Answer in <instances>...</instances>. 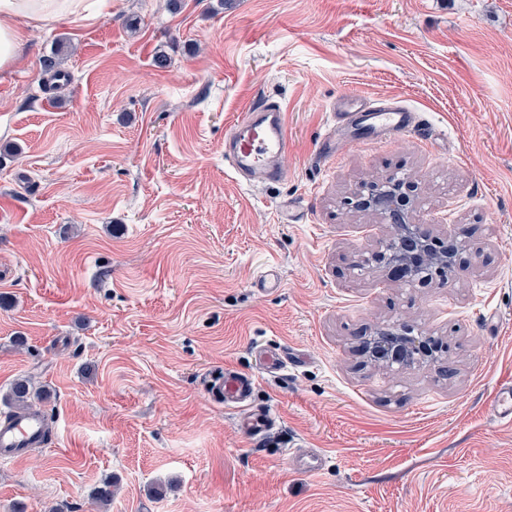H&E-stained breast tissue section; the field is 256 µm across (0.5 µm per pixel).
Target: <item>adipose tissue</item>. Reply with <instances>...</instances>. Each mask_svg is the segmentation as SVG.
I'll use <instances>...</instances> for the list:
<instances>
[{"label": "adipose tissue", "mask_w": 512, "mask_h": 512, "mask_svg": "<svg viewBox=\"0 0 512 512\" xmlns=\"http://www.w3.org/2000/svg\"><path fill=\"white\" fill-rule=\"evenodd\" d=\"M107 0H0V70L11 69L33 31L68 20L81 25Z\"/></svg>", "instance_id": "adipose-tissue-1"}]
</instances>
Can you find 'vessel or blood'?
Instances as JSON below:
<instances>
[{"label":"vessel or blood","instance_id":"b4317fda","mask_svg":"<svg viewBox=\"0 0 512 512\" xmlns=\"http://www.w3.org/2000/svg\"><path fill=\"white\" fill-rule=\"evenodd\" d=\"M336 127L361 128L371 142H384L412 132L422 137L427 134L415 112L395 102L372 107L365 101H355L350 109L337 113ZM288 148V124L282 106L276 102L252 104L225 141L224 155L239 180L257 179L270 184L283 178L282 160ZM254 382V377L227 368L210 375L207 392L215 402L241 409ZM490 412L498 420L512 421V384L500 388ZM274 424L275 415L271 412L244 413L240 420L241 428L252 436L267 433ZM41 432L42 416L35 412H20L9 422H0V460H6L7 449L37 440Z\"/></svg>","mask_w":512,"mask_h":512}]
</instances>
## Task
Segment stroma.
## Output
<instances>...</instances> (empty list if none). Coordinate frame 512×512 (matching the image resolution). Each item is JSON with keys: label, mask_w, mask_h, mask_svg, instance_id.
Listing matches in <instances>:
<instances>
[{"label": "stroma", "mask_w": 512, "mask_h": 512, "mask_svg": "<svg viewBox=\"0 0 512 512\" xmlns=\"http://www.w3.org/2000/svg\"><path fill=\"white\" fill-rule=\"evenodd\" d=\"M348 96L431 139L328 150ZM265 101L286 176L248 185L224 138ZM387 173L440 237L467 228L454 278L353 269L391 229L346 199ZM395 319L441 338V366L367 363ZM259 346L295 361L267 372ZM224 367L256 376L265 435L209 397ZM23 376L53 434L0 462V512H96L107 477V512H512V424L489 411L512 382V0H112L35 31L0 70V413ZM275 424V414L268 412L265 415H253L244 413L240 420V426L250 436H258L270 431Z\"/></svg>", "instance_id": "1"}]
</instances>
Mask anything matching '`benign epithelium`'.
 Segmentation results:
<instances>
[{
    "instance_id": "1",
    "label": "benign epithelium",
    "mask_w": 512,
    "mask_h": 512,
    "mask_svg": "<svg viewBox=\"0 0 512 512\" xmlns=\"http://www.w3.org/2000/svg\"><path fill=\"white\" fill-rule=\"evenodd\" d=\"M348 205L378 216L392 229L387 239L357 254V267L366 265L371 271L388 272L403 283L414 284L441 273L451 278L468 263L466 241L455 237L441 242L434 225L419 219L412 185L393 174L360 186ZM438 347L433 336H416L414 328L393 322L369 336L366 356L373 362L411 369L439 363Z\"/></svg>"
}]
</instances>
